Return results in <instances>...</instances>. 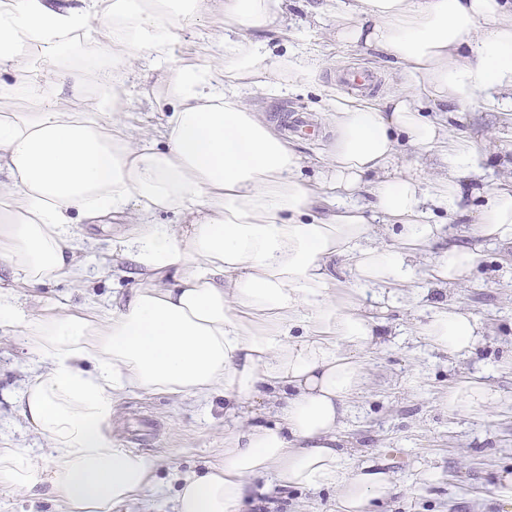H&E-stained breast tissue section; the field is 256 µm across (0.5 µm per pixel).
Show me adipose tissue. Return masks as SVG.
<instances>
[{"instance_id":"1","label":"adipose tissue","mask_w":512,"mask_h":512,"mask_svg":"<svg viewBox=\"0 0 512 512\" xmlns=\"http://www.w3.org/2000/svg\"><path fill=\"white\" fill-rule=\"evenodd\" d=\"M280 0H0V265L12 285L0 288V334L20 332L42 364L18 403L44 438L48 459L0 446V486L50 498L57 512H118L151 490L155 458L118 447L111 423L120 396L138 390L197 399L220 393L229 406L224 457L179 479L175 512H243L255 479L308 490L332 488L339 512H379L390 488L374 463L355 464L337 430L367 377L364 351L380 324L363 292L393 297L416 276L434 283L467 280L478 255L451 241L434 210H458L459 180L479 172L484 154L451 138L442 113L426 103L466 109L502 106L512 90V0H344L338 41L392 57L405 91L382 103L336 97L321 181L298 178L301 156L254 112L245 91L287 82L301 59L268 62L255 37ZM220 7L221 56L169 67L177 31ZM120 52L111 66L85 58L80 67L28 76L23 51L36 43L65 59L71 37L98 18ZM149 54L167 71L172 114L165 148L134 137L127 72ZM96 77L100 114L65 111ZM39 102L11 112L19 95ZM438 153L447 177L431 181L395 170L397 137ZM379 178L365 184L367 173ZM369 189L373 201L357 196ZM133 211L136 222L117 246L142 281L88 316L53 305L38 316L17 303L19 288L51 278L81 281L85 269L69 228L75 216L96 220ZM179 213L180 224L155 223ZM393 226L390 246L372 243L374 224ZM478 234L512 244V187L491 190L475 219ZM429 255L424 273L412 264ZM355 284L338 294L337 263ZM432 348L469 353L479 320L436 307L420 327ZM278 401L273 422H236V404ZM497 393L480 376L449 388V410L485 413Z\"/></svg>"}]
</instances>
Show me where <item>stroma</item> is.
<instances>
[{"mask_svg":"<svg viewBox=\"0 0 512 512\" xmlns=\"http://www.w3.org/2000/svg\"><path fill=\"white\" fill-rule=\"evenodd\" d=\"M337 0H283L273 23L258 32L272 58L304 56L315 76L293 75L287 89L255 91L248 103L275 119L281 108L295 107L322 124L339 91L340 69L367 66L380 77L375 101L399 92L400 81L385 55L336 40ZM224 29L216 11L199 28L180 31L171 58L175 64H201L217 54L208 33ZM129 80L133 107L128 122L137 137H159L168 112L163 105L166 76L134 62ZM453 136L479 142L486 153L479 174L461 183L462 214L437 212L438 222L479 254L468 280L453 286L419 279L417 290L398 296L383 316L381 339L364 354L367 382L354 400L337 436L354 462L380 464L393 490L381 512H512L503 475L512 474V245L485 240L473 220L488 190L512 183V114L475 104L448 116ZM132 218L108 214L96 223L77 221L70 228L80 244L86 269L82 283L54 279L20 297L25 309L41 314L60 303L92 314L111 308L114 295L135 286L133 263L112 270V244L124 237ZM453 305L473 313L483 336L471 354L450 355L432 349L418 334L430 310ZM39 363L20 337L0 335V435L12 446L48 457L46 441L30 431L16 402ZM482 374L499 394L485 415L448 411V388L465 376ZM112 435L121 447L157 458L153 512H173L178 474L217 461L224 454V399H184L131 391L112 418ZM247 512H336L332 489L301 491L259 479Z\"/></svg>","mask_w":512,"mask_h":512,"instance_id":"1","label":"stroma"}]
</instances>
